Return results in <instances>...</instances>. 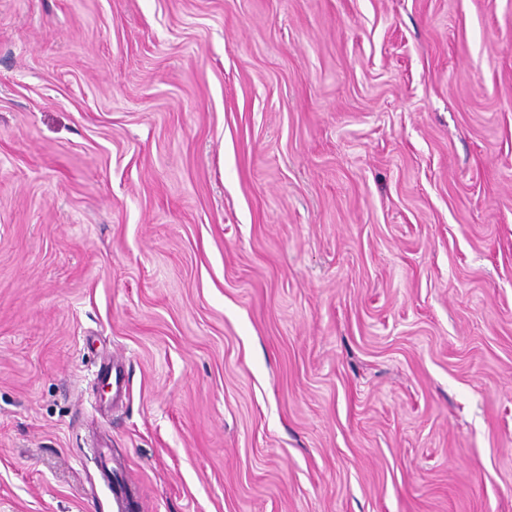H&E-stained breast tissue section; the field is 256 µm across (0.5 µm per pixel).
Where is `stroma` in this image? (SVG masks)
Segmentation results:
<instances>
[{"label": "stroma", "instance_id": "obj_1", "mask_svg": "<svg viewBox=\"0 0 512 512\" xmlns=\"http://www.w3.org/2000/svg\"><path fill=\"white\" fill-rule=\"evenodd\" d=\"M105 454L512 512V0H0V512H112ZM98 378L112 388V401L126 389V375L119 362H109L103 365Z\"/></svg>", "mask_w": 512, "mask_h": 512}]
</instances>
